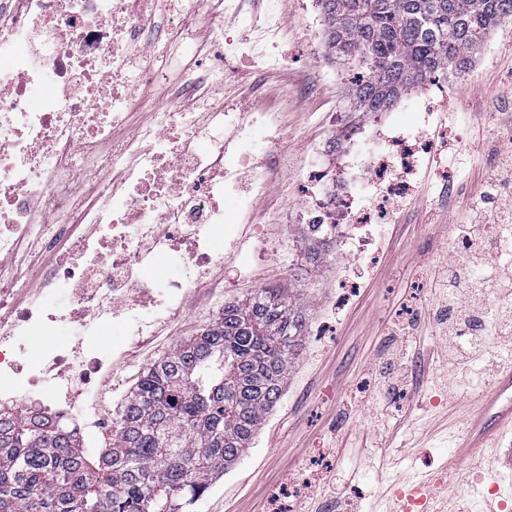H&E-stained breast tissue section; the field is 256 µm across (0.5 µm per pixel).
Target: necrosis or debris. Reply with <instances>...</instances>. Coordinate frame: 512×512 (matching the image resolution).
Instances as JSON below:
<instances>
[{"label":"necrosis or debris","instance_id":"4bbe7bcc","mask_svg":"<svg viewBox=\"0 0 512 512\" xmlns=\"http://www.w3.org/2000/svg\"><path fill=\"white\" fill-rule=\"evenodd\" d=\"M155 4L0 0V396L27 417L55 405L94 438L112 435L116 423L99 409L100 380L112 377L120 356L105 332L154 336L173 322L200 286V269L223 262L224 245L248 241V198H238L234 215L224 212L241 167L262 146L275 165L288 153L269 113L249 118L228 103L215 115L235 130L237 150L197 151L195 111L223 84L219 71L196 73L184 98L153 100L149 121L127 128L144 104L133 64L149 80L168 78L165 49L142 41ZM245 25L259 63L280 65L267 51L283 25L279 0ZM137 43L135 59L129 48ZM431 146L420 135L374 150L370 181L395 170L409 187L418 153ZM81 225L93 235L75 236ZM65 238L73 260L49 270L44 284L70 289L77 313L19 303L26 283L7 263L20 254L37 260ZM65 329L80 346L62 340Z\"/></svg>","mask_w":512,"mask_h":512}]
</instances>
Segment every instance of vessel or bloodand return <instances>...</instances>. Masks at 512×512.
Here are the masks:
<instances>
[{
	"mask_svg": "<svg viewBox=\"0 0 512 512\" xmlns=\"http://www.w3.org/2000/svg\"><path fill=\"white\" fill-rule=\"evenodd\" d=\"M480 406L482 413L472 424L466 448L458 450V461H465L468 449L487 447L496 437L512 432L511 367L503 370L496 387L482 394ZM388 491L394 501L392 512H406L412 499L425 503L432 498L430 483L424 478L404 488L389 486Z\"/></svg>",
	"mask_w": 512,
	"mask_h": 512,
	"instance_id": "vessel-or-blood-1",
	"label": "vessel or blood"
}]
</instances>
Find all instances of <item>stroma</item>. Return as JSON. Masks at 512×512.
I'll return each instance as SVG.
<instances>
[{
	"mask_svg": "<svg viewBox=\"0 0 512 512\" xmlns=\"http://www.w3.org/2000/svg\"><path fill=\"white\" fill-rule=\"evenodd\" d=\"M282 32L274 47L285 66L262 68L244 54L214 50L209 18L199 13L169 81L139 86L148 100L182 90L197 65L223 66L224 83L207 96L278 116L288 131V164L253 206L272 248L247 251L211 266L191 290L182 317L157 336H111L124 357L114 369L148 367L180 339L214 321L224 300L258 288H292L306 301L307 333L276 406L239 462L215 480L191 512H384L382 492L399 480L436 484L435 512H484L487 503L512 507V435L498 447L472 448L465 466L446 467L466 433L463 385L448 367V348L430 317L439 300L438 270L455 261V223L474 207L490 159L512 152V25L490 35L470 69L444 74L399 98L390 110L350 113V76L323 53L324 20L316 0H281ZM424 134L437 148L418 161L415 187L394 201L389 216L362 231L370 242L337 231L325 261L312 263L300 232L312 209L311 172L335 165L350 175L357 208L371 207L367 146ZM227 282L223 300L214 284ZM424 323L404 347L396 326L409 311ZM395 367L407 392L385 394L376 371ZM306 479L289 494V482Z\"/></svg>",
	"mask_w": 512,
	"mask_h": 512,
	"instance_id": "stroma-1",
	"label": "stroma"
}]
</instances>
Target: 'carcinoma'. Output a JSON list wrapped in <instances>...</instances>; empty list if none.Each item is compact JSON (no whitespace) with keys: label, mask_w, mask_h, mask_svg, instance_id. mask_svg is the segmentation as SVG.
<instances>
[{"label":"carcinoma","mask_w":512,"mask_h":512,"mask_svg":"<svg viewBox=\"0 0 512 512\" xmlns=\"http://www.w3.org/2000/svg\"><path fill=\"white\" fill-rule=\"evenodd\" d=\"M328 57L365 74L350 111L385 112L431 76L469 70L512 23V0H317ZM321 239L301 233L307 258ZM307 330L304 301L258 288L179 341L137 379L112 447L89 457L59 416L0 410V512H189L250 447L275 407Z\"/></svg>","instance_id":"1"}]
</instances>
